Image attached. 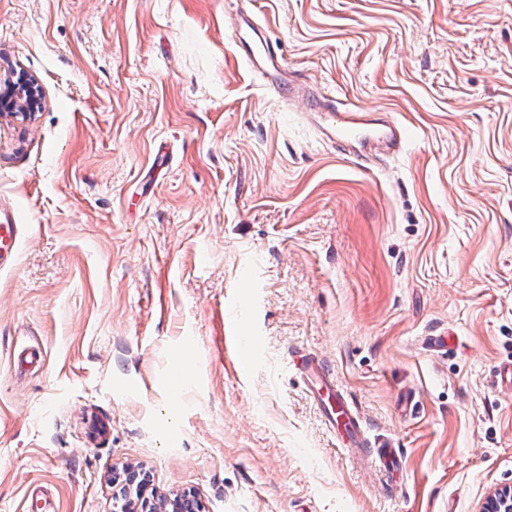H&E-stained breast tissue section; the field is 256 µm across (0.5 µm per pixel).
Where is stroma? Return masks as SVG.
<instances>
[{"label": "stroma", "mask_w": 512, "mask_h": 512, "mask_svg": "<svg viewBox=\"0 0 512 512\" xmlns=\"http://www.w3.org/2000/svg\"><path fill=\"white\" fill-rule=\"evenodd\" d=\"M391 115L360 162L240 55ZM0 512H113L144 465L201 512H480L512 486V0H0ZM255 340L251 357L228 332ZM333 373L385 473L328 432ZM41 104V89L34 77L22 76L17 83L1 88L0 112H23L29 116ZM14 208L0 204V267L5 268L14 263L22 224H18ZM293 364L303 376L307 391L316 400L326 425L339 442L351 451L353 459L394 475L400 467V461L394 454L395 448L369 446L362 434V421L346 400L336 377L326 371L310 354L300 355Z\"/></svg>", "instance_id": "obj_1"}]
</instances>
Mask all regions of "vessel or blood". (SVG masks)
<instances>
[{
	"label": "vessel or blood",
	"instance_id": "b4317fda",
	"mask_svg": "<svg viewBox=\"0 0 512 512\" xmlns=\"http://www.w3.org/2000/svg\"><path fill=\"white\" fill-rule=\"evenodd\" d=\"M238 43L245 45L248 63L258 66L268 77L279 95L289 101L303 99L316 113L322 135L334 141L341 151L352 158L363 159L372 153L399 151L404 142L402 127L390 117L374 118L369 113L338 108L335 102L314 92L288 74L282 58L272 42L256 27L251 18L241 17ZM22 226L14 208L0 204V267L14 263ZM300 373L311 392L326 425L346 446L353 458L369 467L395 474L400 461L393 449L370 447L362 434L363 424L348 403L335 376L326 371L313 356L300 355Z\"/></svg>",
	"mask_w": 512,
	"mask_h": 512
}]
</instances>
